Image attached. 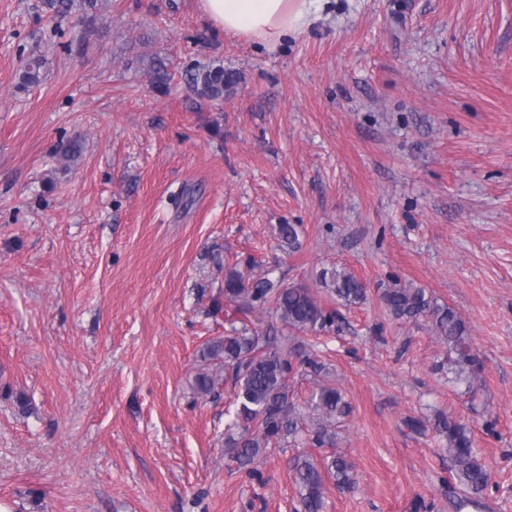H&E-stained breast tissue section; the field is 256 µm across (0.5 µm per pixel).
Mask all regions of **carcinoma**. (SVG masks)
Listing matches in <instances>:
<instances>
[{
	"mask_svg": "<svg viewBox=\"0 0 512 512\" xmlns=\"http://www.w3.org/2000/svg\"><path fill=\"white\" fill-rule=\"evenodd\" d=\"M42 67L40 57H30L21 71L20 85L39 84ZM186 77L193 88L210 99L224 97V90L234 83V75L221 66H198L188 71ZM80 151L78 142L68 141L61 144L56 160L67 169L80 156ZM316 283L344 307L367 300L364 282L344 267L323 270ZM381 299L392 318L423 319L429 323L438 341L445 346L448 372L456 381L472 388L481 371V361L467 343L466 324L454 308L422 288L398 283L384 289ZM224 307L228 334L207 343L202 357L224 362V368L232 374L237 409L234 421L228 426L230 433L225 446L230 460L254 477L258 470L253 464L270 444L286 440L297 446L310 440L321 445L329 437V428L350 414L351 406L341 391L326 380L325 365L310 359L307 365L316 375L324 377V381L318 384L310 403L317 415L316 427L304 428V415L288 401L292 363L272 350L267 338L248 328L238 315L272 309L290 331L317 333L333 325L336 313L325 310L312 289L305 285L284 287L267 274L247 282L236 270L224 276ZM435 430L452 461L451 479L471 497H483L489 485V472L474 446L471 428L461 420L439 413ZM293 475L300 512H324L326 481L332 480L341 487H351L357 482L354 464L342 454L330 455L322 462L299 456L294 460Z\"/></svg>",
	"mask_w": 512,
	"mask_h": 512,
	"instance_id": "cac0c4a2",
	"label": "carcinoma"
}]
</instances>
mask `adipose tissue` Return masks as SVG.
Wrapping results in <instances>:
<instances>
[{
  "label": "adipose tissue",
  "instance_id": "1",
  "mask_svg": "<svg viewBox=\"0 0 512 512\" xmlns=\"http://www.w3.org/2000/svg\"><path fill=\"white\" fill-rule=\"evenodd\" d=\"M329 5L330 0H198L214 27L268 47L306 32Z\"/></svg>",
  "mask_w": 512,
  "mask_h": 512
}]
</instances>
